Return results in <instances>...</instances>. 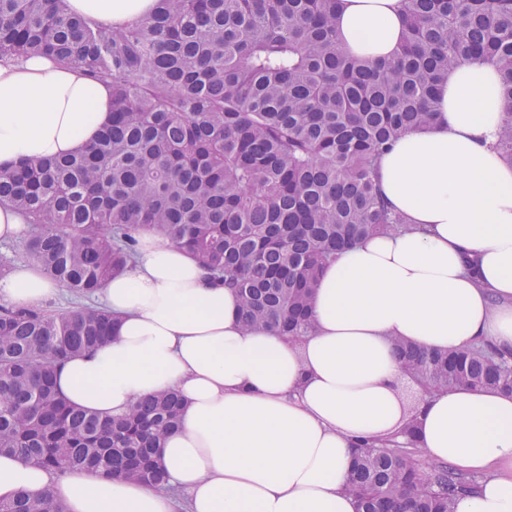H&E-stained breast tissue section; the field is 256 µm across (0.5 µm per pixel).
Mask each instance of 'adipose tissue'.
<instances>
[{
	"mask_svg": "<svg viewBox=\"0 0 512 512\" xmlns=\"http://www.w3.org/2000/svg\"><path fill=\"white\" fill-rule=\"evenodd\" d=\"M108 26L147 17L154 0H67ZM404 0H339L349 52L394 56ZM505 104L497 67L473 60L440 87L432 125L379 162V190L408 231L371 237L327 265L315 329L291 342L245 326L238 299L185 251L142 229L137 258L101 301L117 320L103 347L54 367L57 390L102 416L181 393V424L160 459L187 512H356L346 485L357 443L416 419L420 448L479 478L456 512H512V395L457 387L407 403L394 341L512 353V163L495 149ZM112 120V90L45 55L0 62V171L86 149ZM59 285L23 264L0 278V305L38 307ZM169 490L0 455V501L23 494L65 512H173Z\"/></svg>",
	"mask_w": 512,
	"mask_h": 512,
	"instance_id": "adipose-tissue-1",
	"label": "adipose tissue"
}]
</instances>
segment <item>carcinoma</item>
I'll return each instance as SVG.
<instances>
[{"label":"carcinoma","instance_id":"cac0c4a2","mask_svg":"<svg viewBox=\"0 0 512 512\" xmlns=\"http://www.w3.org/2000/svg\"><path fill=\"white\" fill-rule=\"evenodd\" d=\"M338 0H156L122 28L71 14L65 0H0V61L49 55L112 87V123L85 151L0 172V204L30 219L26 258L76 296L94 294L149 228L239 298L245 324L295 341L339 253L408 229L378 187L380 157L429 126L448 71L480 58L500 75L496 149L512 162V0H405L397 54H348ZM102 306L64 313L0 308V454L56 472L84 469L166 486L157 449L181 396L161 391L103 417L58 394L54 366L106 344ZM404 375L425 390L512 394V356L490 345L426 351L400 341ZM403 441L359 446L356 512H455L478 479ZM0 512H63L49 499Z\"/></svg>","mask_w":512,"mask_h":512}]
</instances>
